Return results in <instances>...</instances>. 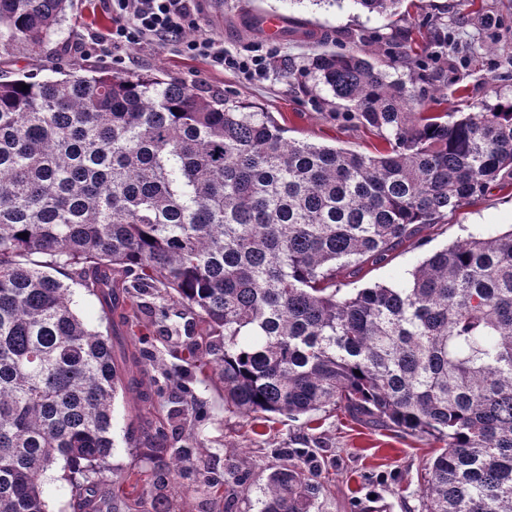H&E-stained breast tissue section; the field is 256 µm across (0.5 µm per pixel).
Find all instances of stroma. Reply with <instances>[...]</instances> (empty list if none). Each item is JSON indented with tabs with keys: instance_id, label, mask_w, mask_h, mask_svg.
I'll return each mask as SVG.
<instances>
[{
	"instance_id": "obj_1",
	"label": "stroma",
	"mask_w": 512,
	"mask_h": 512,
	"mask_svg": "<svg viewBox=\"0 0 512 512\" xmlns=\"http://www.w3.org/2000/svg\"><path fill=\"white\" fill-rule=\"evenodd\" d=\"M485 11L501 22L499 50L468 64L446 67L436 79L430 61L418 68H390L391 79L414 80L423 95L422 111L469 112L482 102L512 98V0H482ZM466 0H403L395 15L382 17L364 12L353 0L329 5L310 0H197V24L189 37L200 35L222 40L225 47L243 54L253 44H262L271 54L265 76L248 77L236 70L214 69L208 60L172 46L144 42L120 51L90 48L89 35L105 36L111 27V12L105 0H73L59 26L58 39L68 48L67 57L84 65L108 71L176 78L219 93L230 92L250 102L258 111L277 114L290 137L325 145L372 153L377 138L368 130L330 118L322 104L323 90L305 78L283 76L279 65L285 59L302 60L311 51L304 42L272 40L253 33L244 24L247 13L263 17L289 14L324 35L329 49H351L378 36L407 33L409 47L424 45L438 22H448L468 13ZM482 224L501 230L512 228V185L490 189L481 198L448 215L425 230L426 244L416 249L403 246L378 266H365L350 278L348 289L376 283L388 284L405 277L426 254L466 238ZM153 309L164 310L163 320L142 319L133 342L151 360L161 365L148 385V403L167 427L164 452H150L140 439L135 402L118 397L114 403V447L108 467L98 475L101 494L111 495L117 512H155L159 497L168 500L169 512H259L261 491L279 463L282 448H306L324 458L323 476L330 488L313 512H421V473L434 448L432 441L355 423L344 412H319L317 428L304 421L270 416L265 426L253 418L226 412L218 393L200 374L187 373L180 329L187 315L169 299L148 298ZM187 447L191 460L177 478L176 488L155 490L154 471L168 461L167 449ZM137 472L140 481L125 480ZM236 473L244 490L235 495L232 509L212 503L205 479L223 480ZM47 512H73L71 478L61 465H54L41 478ZM133 509H126V502Z\"/></svg>"
}]
</instances>
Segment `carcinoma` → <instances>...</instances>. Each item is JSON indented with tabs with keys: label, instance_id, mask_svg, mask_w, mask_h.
<instances>
[{
	"label": "carcinoma",
	"instance_id": "1",
	"mask_svg": "<svg viewBox=\"0 0 512 512\" xmlns=\"http://www.w3.org/2000/svg\"><path fill=\"white\" fill-rule=\"evenodd\" d=\"M354 2L390 15L401 0ZM69 6L0 0V59L62 60L52 43ZM285 20L314 45L285 74L325 88L329 115L383 149L290 138L271 112L158 75L0 81V512H46L40 480L60 461L80 475L79 512L97 496L117 396L149 398L150 364L126 342L146 294L192 315L183 351L217 377L224 410L295 420L333 406L433 439L422 512H512V228L485 224L406 278L343 288L512 185V100L419 112L420 93L373 62L378 46L324 50ZM458 30L438 25L426 49L495 51ZM62 276L92 290L106 331L75 312ZM280 456L259 512H312L322 462ZM238 484L231 473L210 493L227 509Z\"/></svg>",
	"mask_w": 512,
	"mask_h": 512
}]
</instances>
